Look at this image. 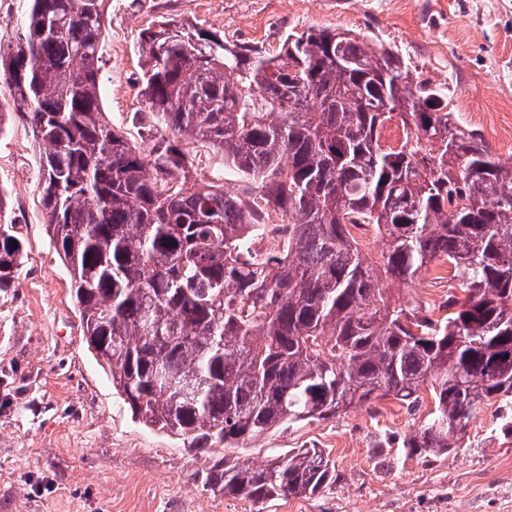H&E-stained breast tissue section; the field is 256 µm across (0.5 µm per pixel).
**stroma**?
<instances>
[{
	"label": "stroma",
	"mask_w": 512,
	"mask_h": 512,
	"mask_svg": "<svg viewBox=\"0 0 512 512\" xmlns=\"http://www.w3.org/2000/svg\"><path fill=\"white\" fill-rule=\"evenodd\" d=\"M101 100L129 142L144 132L133 87L139 34L164 15L276 52L312 27L357 32L448 86L458 122L512 155V0H107ZM33 135L12 122L0 137V182L27 259L0 295V512H512V401L487 406L459 448L412 454L415 413L384 399L339 417L280 426L230 450L135 421L83 340L69 273L39 203ZM291 448H321L338 479L313 498L253 503L205 484L215 456L261 466Z\"/></svg>",
	"instance_id": "1"
}]
</instances>
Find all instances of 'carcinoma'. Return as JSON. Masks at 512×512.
Wrapping results in <instances>:
<instances>
[{"label": "carcinoma", "mask_w": 512, "mask_h": 512, "mask_svg": "<svg viewBox=\"0 0 512 512\" xmlns=\"http://www.w3.org/2000/svg\"><path fill=\"white\" fill-rule=\"evenodd\" d=\"M105 18V0H25L0 42V135L17 119L32 130L46 231L133 418L203 451L242 448L427 393L434 409L404 447L440 453L512 396V163L462 129L448 88L352 31L312 27L270 54L162 16L140 32L135 79L162 131L138 146L101 107ZM196 144L244 193L190 184ZM356 224L385 237L380 261ZM269 225L283 245L259 252ZM26 256L19 225L1 223L0 293ZM443 264L456 286L437 308L387 288ZM212 477L255 503L337 479L317 448L259 468L221 460Z\"/></svg>", "instance_id": "carcinoma-1"}]
</instances>
